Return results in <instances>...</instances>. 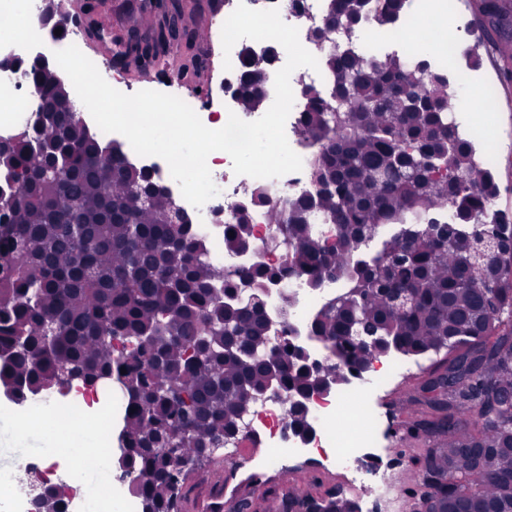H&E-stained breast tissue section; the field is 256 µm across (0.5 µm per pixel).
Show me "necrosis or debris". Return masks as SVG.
I'll use <instances>...</instances> for the list:
<instances>
[{"label": "necrosis or debris", "mask_w": 512, "mask_h": 512, "mask_svg": "<svg viewBox=\"0 0 512 512\" xmlns=\"http://www.w3.org/2000/svg\"><path fill=\"white\" fill-rule=\"evenodd\" d=\"M241 2L255 10L279 8L281 19L303 34L308 27L323 22L329 0H224L223 13L212 19L214 31H221L225 15L232 13ZM43 8L44 0H0V15L6 16L9 21L7 27L0 29V47L26 54L43 40L50 41L56 50L77 44L76 35L61 37L50 33ZM440 15L452 19L455 25L463 23L457 0H411L410 6L400 17L399 28L379 30L372 26H361L350 32L348 40L360 53L371 58L387 50L412 56L413 60L424 62L430 70L444 73L456 81L467 80L475 96L488 97L490 85L466 78L459 61L449 60L444 49L434 46L420 52L414 44L399 39L398 29L417 25L425 27ZM246 46L257 52L273 53L275 62L280 64L287 59L284 48L272 40H253ZM246 46L239 43L234 45L230 53L231 70L226 71L223 79L212 86L209 104L196 110L208 128L223 127L229 113L237 110L242 49ZM37 105L34 84L25 67L0 70V134L29 123ZM303 107V97L295 96L285 124L288 143L302 159L301 171L279 178L257 179L235 174L232 160L225 152H213L207 159L219 193L202 207L186 205L185 211L207 242L210 259L224 268L245 269L258 261L278 266L284 261L280 251L267 246L274 229L266 222L265 208L257 207L251 212V237L245 249L235 251L225 248L224 226L231 223L237 206L255 194H264L285 206L314 192L310 168L315 148L300 137L297 129ZM85 127L103 144L119 147L127 162L149 170L172 197H180V188L162 158L137 155L123 135L101 132L93 118H86ZM335 294L334 283L309 288L301 280L290 279L268 288L265 315L273 331L299 337L301 344L311 354L325 360L330 352L323 343L310 336L308 325ZM409 367V362L398 363L387 357H379L364 367L354 381L343 387L326 394L313 392L306 395L303 399L305 419L313 432L305 437L296 435L290 427L288 400L282 397L259 398L248 414L246 429L247 435L259 439L263 449L262 454L253 459L255 466L274 470L300 456L318 455L342 471L348 482L363 487L364 493L358 498L360 512H385L391 473L372 452L377 415L367 407L366 401L388 377L404 374ZM115 410V405L102 398L98 390L78 387L74 389L72 398L66 400L24 403L21 412L15 416V422L21 428L53 424L55 438L61 443L53 454L71 463L70 470L57 474L55 479L56 484L65 489L69 512H129L134 505V485L129 480L125 481L123 490H111L95 497L81 496L78 488L72 485L75 470L88 465L95 467L105 482L116 481L111 448Z\"/></svg>", "instance_id": "obj_1"}]
</instances>
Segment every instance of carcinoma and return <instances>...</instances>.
I'll return each instance as SVG.
<instances>
[{
    "label": "carcinoma",
    "mask_w": 512,
    "mask_h": 512,
    "mask_svg": "<svg viewBox=\"0 0 512 512\" xmlns=\"http://www.w3.org/2000/svg\"><path fill=\"white\" fill-rule=\"evenodd\" d=\"M215 0H107L121 33L112 58L136 76L167 63L202 77L201 32ZM406 0H332L322 66L336 81L305 85L299 133L318 147L315 192L285 210L263 194L285 266L226 270L211 261L193 224L172 222L166 195L143 170L88 137L71 119L73 94L55 66L29 63L44 103L0 149L15 186L0 223V386L21 403L62 392L64 369L89 386L107 372L118 386L116 465L137 478L154 512H181L191 473L239 437L256 395L270 386L296 399L325 386L337 363L370 357L431 358L406 397L402 427L434 443L410 457L408 512H512V224H482L497 196L492 172L473 158L450 120L448 76L397 54L365 57L336 43L340 23H397ZM482 45L512 74V0H472ZM240 108L261 106L271 59L242 49ZM249 204L224 227V247L247 246ZM448 213V223L430 216ZM387 231L377 250L366 252ZM234 236H229V232ZM500 248L476 259V241ZM310 288L346 289L312 319L310 336L336 356L301 362L300 349L269 341L262 303L239 297L284 273ZM369 329L377 345L354 341ZM126 373H121V370ZM356 512V500L270 490L235 512Z\"/></svg>",
    "instance_id": "obj_1"
}]
</instances>
